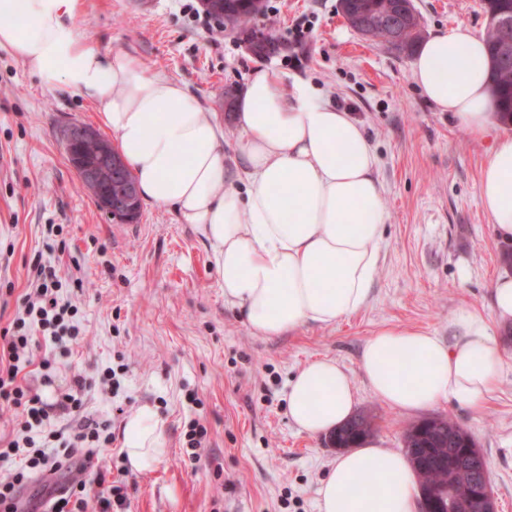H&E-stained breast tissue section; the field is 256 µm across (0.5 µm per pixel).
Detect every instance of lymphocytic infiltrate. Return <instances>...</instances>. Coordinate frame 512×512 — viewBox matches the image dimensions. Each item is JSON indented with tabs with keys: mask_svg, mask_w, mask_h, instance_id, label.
Wrapping results in <instances>:
<instances>
[{
	"mask_svg": "<svg viewBox=\"0 0 512 512\" xmlns=\"http://www.w3.org/2000/svg\"><path fill=\"white\" fill-rule=\"evenodd\" d=\"M62 281L53 266L36 264L22 309L10 328L0 334V404L12 406L20 432L14 438L0 439V512H20L23 489L33 480L46 482L39 512H123L127 493L123 480L113 479L111 471H97L95 483L103 494L89 497L85 473L95 449L112 444L110 422H100L85 411L84 396L92 386L116 393L117 373L106 368L98 381L73 375L67 390L54 401H45L20 374L37 367L43 383H51L55 366L70 355L82 336L75 323V309L60 295ZM74 470L76 479L54 482V475Z\"/></svg>",
	"mask_w": 512,
	"mask_h": 512,
	"instance_id": "obj_1",
	"label": "lymphocytic infiltrate"
}]
</instances>
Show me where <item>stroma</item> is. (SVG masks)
I'll use <instances>...</instances> for the list:
<instances>
[{"instance_id": "35a3bbf8", "label": "stroma", "mask_w": 512, "mask_h": 512, "mask_svg": "<svg viewBox=\"0 0 512 512\" xmlns=\"http://www.w3.org/2000/svg\"><path fill=\"white\" fill-rule=\"evenodd\" d=\"M189 0H80L78 29L103 48L138 58L183 84L207 112L224 117V155L237 162L232 112L258 69L315 86L353 112L379 157L388 213L379 271L368 303L329 327L277 336L253 333L224 303L210 246L167 207L142 202L137 223L121 224L96 205L67 160L68 123L96 125L93 102L47 87L0 48V329L12 322L32 266H54L77 306L83 338L52 385L73 374L117 369L116 396H87V411L110 421L114 441L93 465H122L123 424L138 406L155 407L166 458L148 472H126L125 512H320V488L338 452L326 436L289 420L286 385L304 364L331 359L349 375L355 410L373 416L376 447L403 448V433L425 417H444L475 438L489 465L497 512H512V326L496 335L506 359L482 410L442 401L405 412L368 389L359 369L365 343L384 328H422L447 337L458 308H490L500 274H512V242L492 231L478 197L493 135L473 137L415 86L409 56L361 38L339 0H270L267 12L235 29L206 31ZM424 35L460 23L486 35L481 0H414ZM306 19L301 45L288 31ZM268 47L265 54L254 43ZM60 225L59 250L44 248L46 225ZM196 417L208 441L191 453L184 424Z\"/></svg>"}]
</instances>
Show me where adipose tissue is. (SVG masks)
I'll return each instance as SVG.
<instances>
[{"label": "adipose tissue", "mask_w": 512, "mask_h": 512, "mask_svg": "<svg viewBox=\"0 0 512 512\" xmlns=\"http://www.w3.org/2000/svg\"><path fill=\"white\" fill-rule=\"evenodd\" d=\"M79 0H0V47L47 86L100 106L98 122L118 142L141 197L170 207L212 249L226 305L258 335L330 326L371 294L388 215L379 159L351 113L297 82L256 72L234 114L243 166L224 157L223 121L203 111L177 81L150 72L123 51L80 35ZM414 83L439 111L474 136L498 121L484 38L464 24L417 47ZM493 231L512 238V133L495 137L479 181ZM512 323V275L492 286L491 310L460 308L453 334L386 328L369 339L360 370L389 406L419 411L444 400L482 408L504 365L493 325ZM288 418L311 436L349 419L356 399L346 372L318 359L288 381ZM152 406L126 421L123 451L133 471L166 454ZM320 512H418V484L406 457L363 446L337 456L320 489Z\"/></svg>", "instance_id": "ef3b65f1"}]
</instances>
